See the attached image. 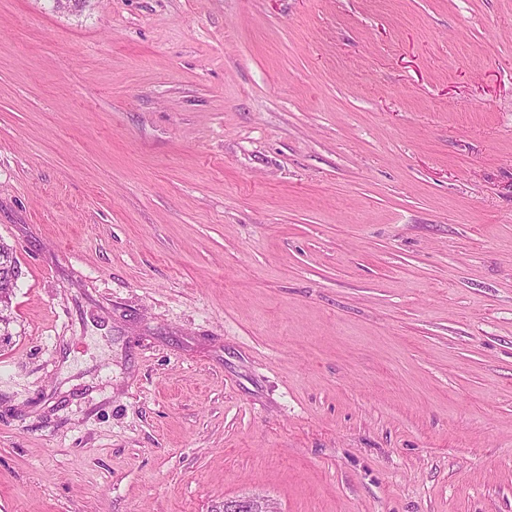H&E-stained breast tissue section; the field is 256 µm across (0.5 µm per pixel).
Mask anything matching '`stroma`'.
I'll return each instance as SVG.
<instances>
[{"instance_id":"obj_1","label":"stroma","mask_w":512,"mask_h":512,"mask_svg":"<svg viewBox=\"0 0 512 512\" xmlns=\"http://www.w3.org/2000/svg\"><path fill=\"white\" fill-rule=\"evenodd\" d=\"M0 512H512V0H0ZM19 269L16 257L13 251L6 245H0V335L10 336L8 327L10 324L9 318L3 315V311L8 310L11 303V297L17 285L19 278ZM3 331V333H2ZM225 512H279L269 499L259 496H243L224 500Z\"/></svg>"}]
</instances>
